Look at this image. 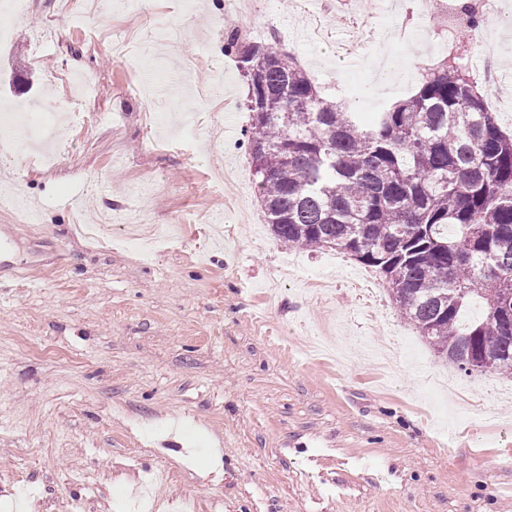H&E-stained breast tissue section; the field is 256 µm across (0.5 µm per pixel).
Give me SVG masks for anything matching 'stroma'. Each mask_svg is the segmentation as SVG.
<instances>
[{
	"label": "stroma",
	"mask_w": 512,
	"mask_h": 512,
	"mask_svg": "<svg viewBox=\"0 0 512 512\" xmlns=\"http://www.w3.org/2000/svg\"><path fill=\"white\" fill-rule=\"evenodd\" d=\"M148 0L71 21L26 0L0 49V102L54 113L53 167L0 156V504L14 512H129L144 476L159 512H512V376L480 374L461 405L432 377L452 365L404 319L374 269L277 240L244 143L237 52L273 42L361 112L413 94L424 67L478 36L499 43L489 97L512 129V0L480 35H449L420 0ZM184 37L120 63L115 39ZM451 39L449 53L432 42ZM405 79L374 85L388 51ZM83 72L97 97H63ZM150 79L154 98L127 93ZM76 112L99 119L72 130Z\"/></svg>",
	"instance_id": "obj_1"
}]
</instances>
